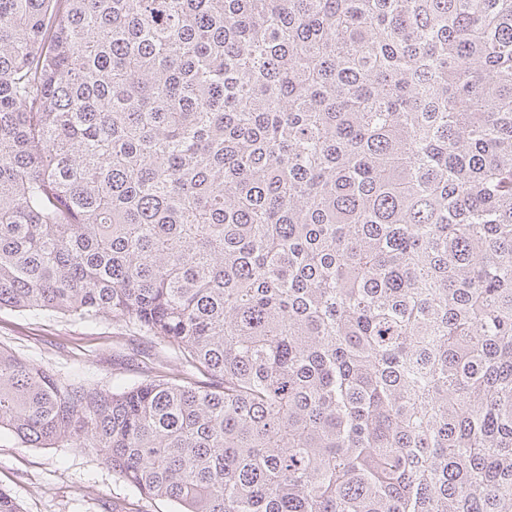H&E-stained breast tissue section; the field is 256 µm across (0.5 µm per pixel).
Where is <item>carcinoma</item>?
I'll return each instance as SVG.
<instances>
[{
	"label": "carcinoma",
	"mask_w": 512,
	"mask_h": 512,
	"mask_svg": "<svg viewBox=\"0 0 512 512\" xmlns=\"http://www.w3.org/2000/svg\"><path fill=\"white\" fill-rule=\"evenodd\" d=\"M2 309L180 361L0 346L174 512H512V0H0ZM0 345L33 363L49 364L109 388L116 373L135 378L143 362H149L147 357L151 360L157 352L149 337L109 319H33L6 310L0 312Z\"/></svg>",
	"instance_id": "1"
}]
</instances>
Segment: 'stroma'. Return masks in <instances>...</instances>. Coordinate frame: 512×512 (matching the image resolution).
Here are the masks:
<instances>
[{
	"label": "stroma",
	"instance_id": "obj_1",
	"mask_svg": "<svg viewBox=\"0 0 512 512\" xmlns=\"http://www.w3.org/2000/svg\"><path fill=\"white\" fill-rule=\"evenodd\" d=\"M0 346L37 364L111 385L132 379L155 349L149 337L101 319H33L0 312ZM0 487L24 512H173L170 503L146 501L115 480L89 448H31L0 437Z\"/></svg>",
	"mask_w": 512,
	"mask_h": 512
}]
</instances>
